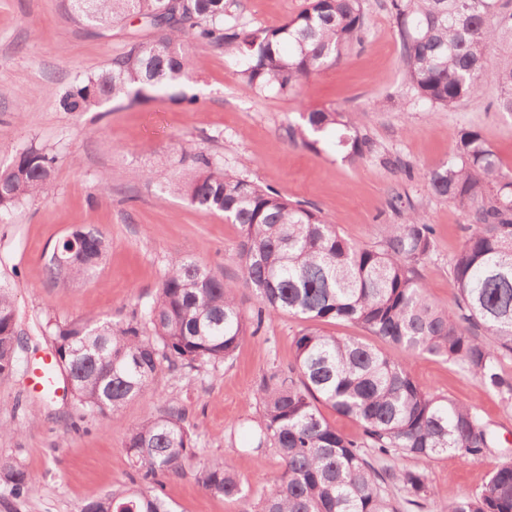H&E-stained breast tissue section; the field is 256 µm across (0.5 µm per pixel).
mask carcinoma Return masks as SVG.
<instances>
[{
	"label": "carcinoma",
	"instance_id": "cac0c4a2",
	"mask_svg": "<svg viewBox=\"0 0 512 512\" xmlns=\"http://www.w3.org/2000/svg\"><path fill=\"white\" fill-rule=\"evenodd\" d=\"M74 18L110 29L133 18L154 31L134 41L112 65L60 99L68 112H87L107 101H134L163 92L192 105L183 90L198 67L183 50L189 37L241 61L247 91L286 95L320 68L362 43V0H309L287 22L250 30L236 14L238 0H69ZM401 43L404 78L425 106L455 110L490 77L500 89L496 107L512 112V55L489 68L491 51L512 47V0H388ZM345 129L336 146L354 161L378 153L358 129V114L334 106L313 109L292 138L314 147L326 134ZM54 156L30 143L0 166V224L24 203L53 187ZM188 174L171 190L197 209L220 212L239 225L242 282L256 296L246 316L237 285L202 263L169 260L152 304L131 322L94 315L48 319L54 376L64 375L76 404L88 415L120 423L124 405L152 395L156 375L229 361L257 333L265 316L286 312L303 319L295 337L293 365L260 380L255 399L262 411L252 450L270 449L280 460L274 480L251 493L221 458L196 470L206 490L229 499L255 498L254 512H399L395 489L406 504L420 506L429 492L424 464L454 452L480 460L495 438L470 406L422 387L411 361L428 354L458 363L473 379L512 404V376L502 361L512 357V172L503 168L475 128L460 132L453 155L425 175L429 193L453 203L469 235L449 261L456 313L426 293L420 267L435 244V228L411 201L395 196L390 207L404 214L381 226L373 246L350 243L313 207L263 188L205 151H182ZM108 244L81 228L77 249L61 241L60 260L49 259L50 279L83 280L103 262ZM356 324L387 343L383 350L323 325ZM150 328L152 336L143 335ZM21 332L9 289L0 286V376L18 365ZM326 406L362 428L351 439L321 411ZM197 436L182 412L151 417L133 428L126 450L132 479L157 484L178 474L194 456ZM33 483L22 467L0 460V485L21 495ZM81 512H171L157 494L132 490L106 494ZM434 512H512V461L495 466L483 488L439 502Z\"/></svg>",
	"mask_w": 512,
	"mask_h": 512
}]
</instances>
